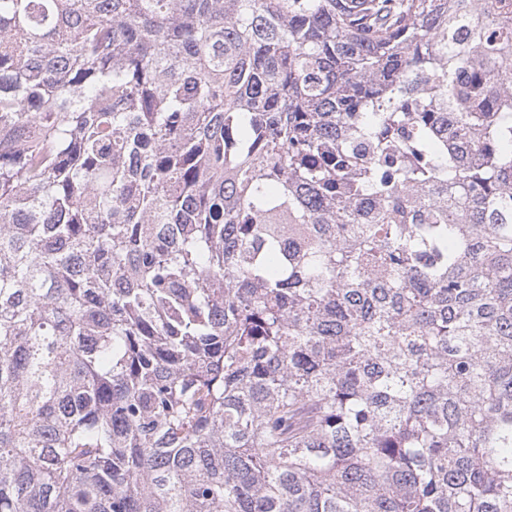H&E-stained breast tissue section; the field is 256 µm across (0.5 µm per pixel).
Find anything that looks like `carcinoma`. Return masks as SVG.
Listing matches in <instances>:
<instances>
[{"label": "carcinoma", "instance_id": "obj_1", "mask_svg": "<svg viewBox=\"0 0 512 512\" xmlns=\"http://www.w3.org/2000/svg\"><path fill=\"white\" fill-rule=\"evenodd\" d=\"M0 512H512V0H0Z\"/></svg>", "mask_w": 512, "mask_h": 512}]
</instances>
